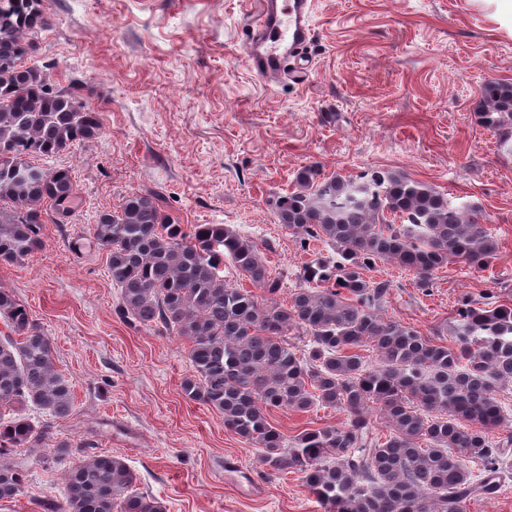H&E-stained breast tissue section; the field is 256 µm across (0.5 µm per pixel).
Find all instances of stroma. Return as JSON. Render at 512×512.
<instances>
[{"label":"stroma","instance_id":"obj_1","mask_svg":"<svg viewBox=\"0 0 512 512\" xmlns=\"http://www.w3.org/2000/svg\"><path fill=\"white\" fill-rule=\"evenodd\" d=\"M313 2L311 70L300 83L250 70L243 33L258 0H42L51 24L31 63L55 87L88 98L103 132L42 160L71 170L73 211L47 220L42 251L0 261V288L51 338L75 395L65 419L30 409L52 434L10 453L27 481L0 512L63 500L64 471L88 446L122 457L139 491L166 512H324L297 474L271 471L218 412L184 395L182 337L115 314L119 291L94 226L127 196L156 195L177 224H230L248 235L281 280L276 294H255L283 306L316 251L274 212L297 171L316 165L356 178L392 170L476 209L500 253L482 271L449 264L426 289L379 265L374 279L389 284L383 315L429 335L447 327L461 298L512 303V153L480 118L485 81H512V36L471 0ZM269 419L292 437L343 426L347 416L328 407L274 410ZM228 458L259 492L225 480Z\"/></svg>","mask_w":512,"mask_h":512}]
</instances>
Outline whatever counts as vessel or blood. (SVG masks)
Wrapping results in <instances>:
<instances>
[{"mask_svg":"<svg viewBox=\"0 0 512 512\" xmlns=\"http://www.w3.org/2000/svg\"><path fill=\"white\" fill-rule=\"evenodd\" d=\"M312 10V0H259L244 39L248 66L256 76H305L301 61L313 36Z\"/></svg>","mask_w":512,"mask_h":512,"instance_id":"vessel-or-blood-1","label":"vessel or blood"}]
</instances>
